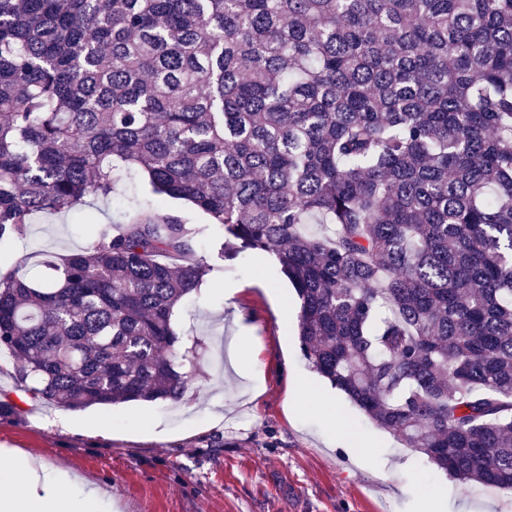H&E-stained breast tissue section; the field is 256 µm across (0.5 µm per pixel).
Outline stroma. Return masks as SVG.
Here are the masks:
<instances>
[{"label":"stroma","mask_w":512,"mask_h":512,"mask_svg":"<svg viewBox=\"0 0 512 512\" xmlns=\"http://www.w3.org/2000/svg\"><path fill=\"white\" fill-rule=\"evenodd\" d=\"M145 178L121 175L114 201L39 214L24 240H0V266L65 255L88 243L90 221L149 208ZM297 298L274 257L225 262L175 315L185 344L201 341L182 400L66 410L33 399L0 359V467L30 455L63 473L57 491L100 494L98 512H417L429 488L447 512H512V492L449 477L403 447L345 397L327 418L330 384L305 362L292 324ZM314 398L296 401L292 382ZM112 423L109 433L97 428Z\"/></svg>","instance_id":"stroma-1"}]
</instances>
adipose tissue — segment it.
Wrapping results in <instances>:
<instances>
[{
    "mask_svg": "<svg viewBox=\"0 0 512 512\" xmlns=\"http://www.w3.org/2000/svg\"><path fill=\"white\" fill-rule=\"evenodd\" d=\"M59 478L33 457H12L8 468L0 469V512H96L93 494L57 496Z\"/></svg>",
    "mask_w": 512,
    "mask_h": 512,
    "instance_id": "ef3b65f1",
    "label": "adipose tissue"
}]
</instances>
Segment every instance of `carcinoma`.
<instances>
[{"label":"carcinoma","mask_w":512,"mask_h":512,"mask_svg":"<svg viewBox=\"0 0 512 512\" xmlns=\"http://www.w3.org/2000/svg\"><path fill=\"white\" fill-rule=\"evenodd\" d=\"M122 168L206 214L221 260L276 257L304 359L378 426L512 492V0H0V240ZM204 231L140 214L0 269L18 382L182 399Z\"/></svg>","instance_id":"obj_1"}]
</instances>
